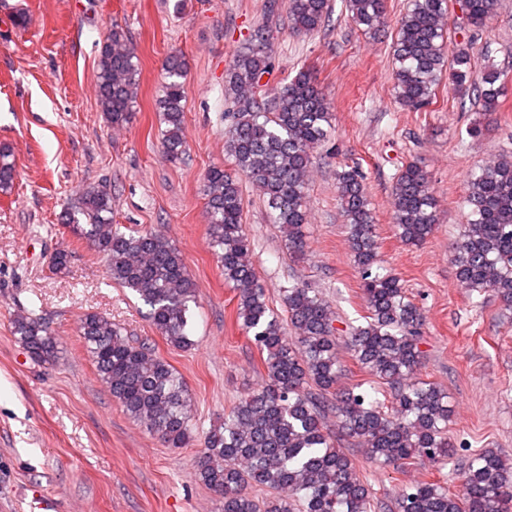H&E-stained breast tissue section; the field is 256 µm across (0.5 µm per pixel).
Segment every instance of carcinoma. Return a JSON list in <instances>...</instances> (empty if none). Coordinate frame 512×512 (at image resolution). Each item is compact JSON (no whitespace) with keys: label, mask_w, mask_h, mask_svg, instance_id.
Masks as SVG:
<instances>
[{"label":"carcinoma","mask_w":512,"mask_h":512,"mask_svg":"<svg viewBox=\"0 0 512 512\" xmlns=\"http://www.w3.org/2000/svg\"><path fill=\"white\" fill-rule=\"evenodd\" d=\"M451 0H409L395 22L394 86L401 106L425 112L436 103L443 75L451 77L454 100L469 99L496 112L507 97L508 74L492 56L477 62L471 42H454L447 19ZM465 28L479 35L495 15L497 0H459ZM352 23L367 34L388 26L386 0H344ZM285 8L290 28L319 31L329 18V0H272L269 13ZM271 30L250 33L224 72V150L231 169L213 167L203 177L209 237L224 283L236 292L237 321L264 361V386L242 398L204 436L194 476L222 499V512H370L371 492L353 460L340 447L353 440L382 465L428 459L450 465L459 492L435 482L405 488L397 512H512V460L493 448L458 456L448 435V393L416 373L423 315L399 280L378 273L380 246L363 173L354 166L337 172L343 223L369 310L366 323L346 325V346L361 369L390 390L386 411L362 385L338 386L340 329L336 311L315 292L296 283L283 290L293 334L268 304L243 231L244 175L280 228L288 251L307 246V195L313 160L330 136L334 113L308 68L270 88L262 82L272 63ZM135 49L118 25L103 41L96 95L107 124H128L137 97ZM162 95L156 100L167 155L185 154L184 112L187 62L171 51L163 62ZM14 161L0 150V192L13 185ZM469 212L452 247L457 287L465 293L494 292L512 312V153H502L469 175ZM393 224L400 241L424 244L439 223L438 203L427 171L411 162L393 188ZM68 221L106 259L112 280L150 307L153 328L178 349L194 341L188 331L196 285L180 250L165 235L125 233L112 223V192L87 186ZM12 333L36 363L55 360L57 341L47 323L19 315ZM79 333L101 381L125 413L170 448L191 439L192 397L182 377L146 343L133 344L111 319L88 312ZM336 416V432L327 428ZM255 486L275 496L252 495Z\"/></svg>","instance_id":"1"}]
</instances>
